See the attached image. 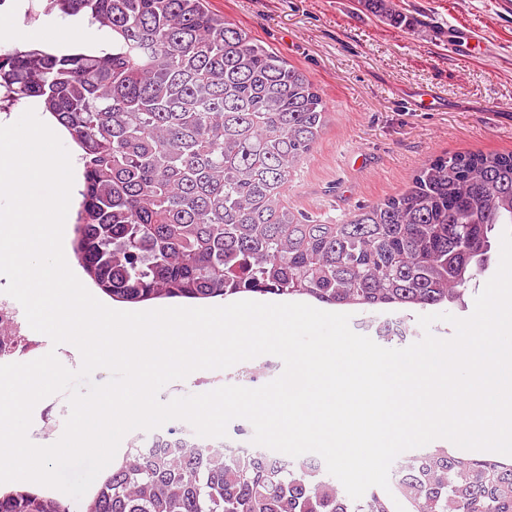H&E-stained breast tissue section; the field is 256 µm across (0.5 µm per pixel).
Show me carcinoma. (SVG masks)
Wrapping results in <instances>:
<instances>
[{
	"label": "carcinoma",
	"instance_id": "carcinoma-1",
	"mask_svg": "<svg viewBox=\"0 0 512 512\" xmlns=\"http://www.w3.org/2000/svg\"><path fill=\"white\" fill-rule=\"evenodd\" d=\"M409 29L393 0H361ZM25 25L78 17V49L0 48V112L34 102L79 150L74 255L116 302L275 295L397 311L465 308L512 224V152L421 166L400 193L334 222L287 203L326 129L315 83L206 0H17ZM512 512V460L434 448L391 490L351 499L306 460L224 454L172 431L129 439L82 512ZM0 512H69L36 488Z\"/></svg>",
	"mask_w": 512,
	"mask_h": 512
}]
</instances>
